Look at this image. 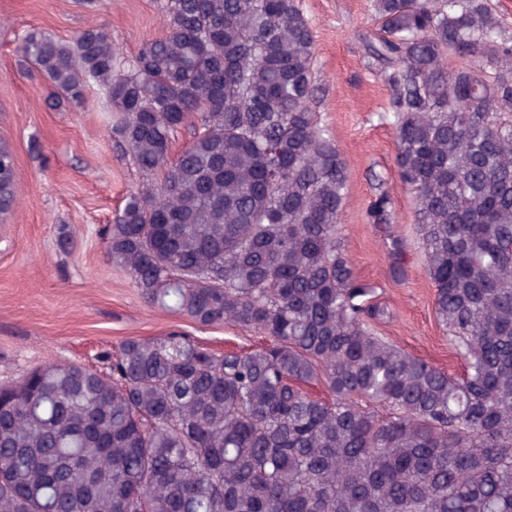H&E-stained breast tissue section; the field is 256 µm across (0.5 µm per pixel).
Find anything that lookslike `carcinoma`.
<instances>
[{"mask_svg": "<svg viewBox=\"0 0 512 512\" xmlns=\"http://www.w3.org/2000/svg\"><path fill=\"white\" fill-rule=\"evenodd\" d=\"M375 8L367 50L395 87L398 176L464 373L372 328L389 311L339 240L348 168L315 120L296 0H164L130 59L102 25L28 31L30 70L74 105L103 88L147 178L105 230L112 264L151 304L267 343L132 338L104 370L1 385L0 512H512V45L485 0ZM16 200L1 143L0 215ZM369 216L395 223L386 192Z\"/></svg>", "mask_w": 512, "mask_h": 512, "instance_id": "carcinoma-1", "label": "carcinoma"}]
</instances>
